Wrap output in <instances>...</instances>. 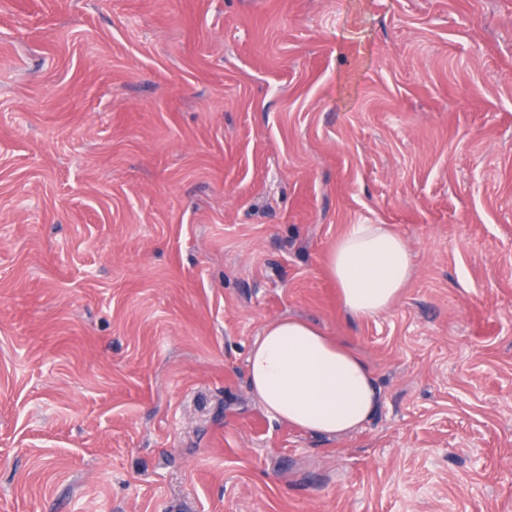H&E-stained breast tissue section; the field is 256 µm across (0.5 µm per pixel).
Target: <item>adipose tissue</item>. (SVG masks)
<instances>
[{
	"label": "adipose tissue",
	"instance_id": "ef3b65f1",
	"mask_svg": "<svg viewBox=\"0 0 512 512\" xmlns=\"http://www.w3.org/2000/svg\"><path fill=\"white\" fill-rule=\"evenodd\" d=\"M412 253L383 224H353L328 254L344 314L363 321L387 312L411 277ZM247 384L270 416L327 436L361 429L381 400L368 363L311 322L279 318L252 342Z\"/></svg>",
	"mask_w": 512,
	"mask_h": 512
}]
</instances>
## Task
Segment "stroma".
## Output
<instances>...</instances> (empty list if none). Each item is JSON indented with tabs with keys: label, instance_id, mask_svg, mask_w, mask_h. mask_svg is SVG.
<instances>
[{
	"label": "stroma",
	"instance_id": "stroma-1",
	"mask_svg": "<svg viewBox=\"0 0 512 512\" xmlns=\"http://www.w3.org/2000/svg\"><path fill=\"white\" fill-rule=\"evenodd\" d=\"M351 224L413 256L361 322ZM283 315L360 431L249 391ZM0 512H512V0H0ZM412 266L404 239L383 224H351L328 254L342 310L356 321L387 312L410 279ZM246 376L273 419L327 436L361 429L382 396L357 352L297 318L264 326L250 346Z\"/></svg>",
	"mask_w": 512,
	"mask_h": 512
}]
</instances>
